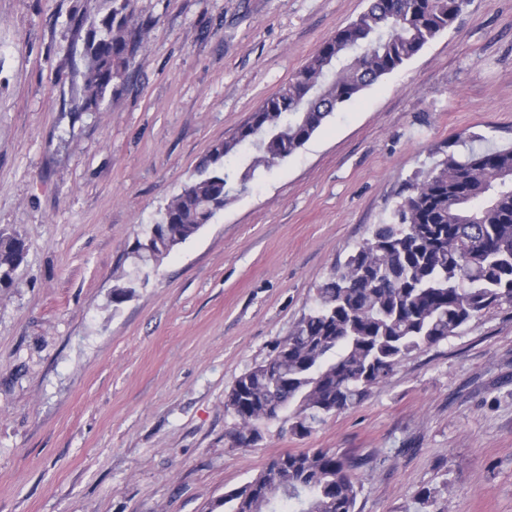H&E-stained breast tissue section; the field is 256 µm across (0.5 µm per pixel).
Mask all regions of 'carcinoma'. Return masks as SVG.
Instances as JSON below:
<instances>
[{"label":"carcinoma","instance_id":"obj_1","mask_svg":"<svg viewBox=\"0 0 512 512\" xmlns=\"http://www.w3.org/2000/svg\"><path fill=\"white\" fill-rule=\"evenodd\" d=\"M88 25L80 94L99 107L123 85L135 58L134 0H103ZM467 0H370L327 39L232 136L197 164L150 235L160 263L244 193L263 167L296 153L333 112L356 100L450 29ZM392 218L377 224L318 285L314 306L268 359L238 377L225 406L232 442L247 448L261 426L288 414L309 435L325 417L360 404L415 351L440 344L485 311L512 304V149L452 154L410 179ZM17 234L0 231V272L16 268ZM361 463L324 448L272 458L224 493V512H355Z\"/></svg>","mask_w":512,"mask_h":512}]
</instances>
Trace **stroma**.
I'll return each instance as SVG.
<instances>
[{
    "mask_svg": "<svg viewBox=\"0 0 512 512\" xmlns=\"http://www.w3.org/2000/svg\"><path fill=\"white\" fill-rule=\"evenodd\" d=\"M368 0H135L119 93L86 109L75 64L102 0H0V512H224L274 456L363 459L355 512H512V305L404 358L300 438L233 447L225 396L388 221L416 172L512 148V0L447 31L210 224L134 273L132 249L231 136ZM134 279L132 298L113 304ZM428 491L436 503L417 497ZM25 244L22 237L17 234L0 231V272L13 271L17 265V253L15 243Z\"/></svg>",
    "mask_w": 512,
    "mask_h": 512,
    "instance_id": "obj_1",
    "label": "stroma"
}]
</instances>
